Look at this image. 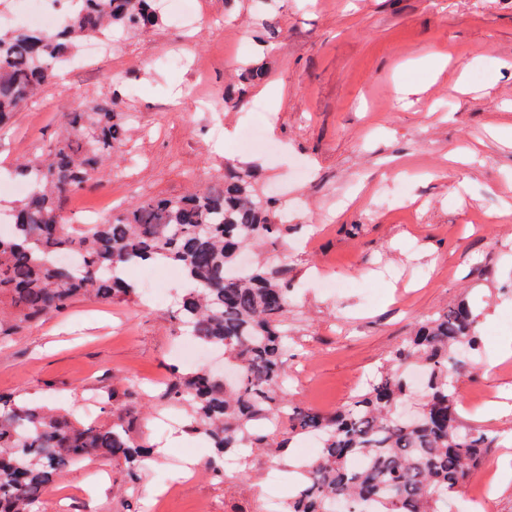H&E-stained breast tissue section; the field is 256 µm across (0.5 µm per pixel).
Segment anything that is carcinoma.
<instances>
[{
  "instance_id": "cac0c4a2",
  "label": "carcinoma",
  "mask_w": 512,
  "mask_h": 512,
  "mask_svg": "<svg viewBox=\"0 0 512 512\" xmlns=\"http://www.w3.org/2000/svg\"><path fill=\"white\" fill-rule=\"evenodd\" d=\"M161 23L155 0H83L59 31L0 29V126L52 82L83 39ZM134 118L114 92L67 113L56 151L14 169L29 190L10 209V232L0 234V342L79 296L139 298L129 270L163 257L183 276L175 319L199 343L223 349L235 367L227 383L202 367H175L161 394L184 406L188 431L211 444L207 467L215 477H224L219 460L228 454L262 451L277 459L316 435L321 451L284 512H332L337 503L343 512H443L448 496L499 447V438L463 424L456 389L474 366L457 348H480V315L462 301L423 318L335 412L293 406L286 393L296 356L288 278L263 263L231 274L244 250L288 232V215L258 189L253 171L226 163L222 185L141 199L103 223H64V199L94 186L129 140ZM414 367L423 371L424 399L418 417L404 420ZM149 453L119 412L104 424H82L46 406L0 399V512H35L45 491L87 460L120 461L133 481ZM358 456L367 459L362 469L353 464Z\"/></svg>"
}]
</instances>
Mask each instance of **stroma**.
Wrapping results in <instances>:
<instances>
[{
	"label": "stroma",
	"instance_id": "1",
	"mask_svg": "<svg viewBox=\"0 0 512 512\" xmlns=\"http://www.w3.org/2000/svg\"><path fill=\"white\" fill-rule=\"evenodd\" d=\"M198 22L175 11L147 32H113L107 53L66 68L0 129V169L49 153L67 112L119 92L138 128L128 160L95 189L68 196L64 213L111 214L137 200L176 197L216 181L223 162L258 169L262 189L288 203L287 234L254 258L293 282L288 322L298 344L288 367L293 404L329 413L364 389L424 316L466 300L480 311L482 361L457 391L467 425L499 438L490 512H512V413L469 407L473 395L512 406V0H197ZM263 67L252 83L240 68ZM239 93L224 104L225 90ZM263 124L278 148L241 152ZM232 139H225V131ZM185 339L171 305L78 298L0 345V394L46 399L85 423L120 408L132 435L159 448L136 483L115 462L69 468L40 512H148L159 481L174 485L164 512H229L262 504L269 481L293 486L297 451L261 453L215 479L209 445L201 472L180 475L167 447L183 410L153 395ZM139 390L93 405L108 390Z\"/></svg>",
	"mask_w": 512,
	"mask_h": 512
}]
</instances>
